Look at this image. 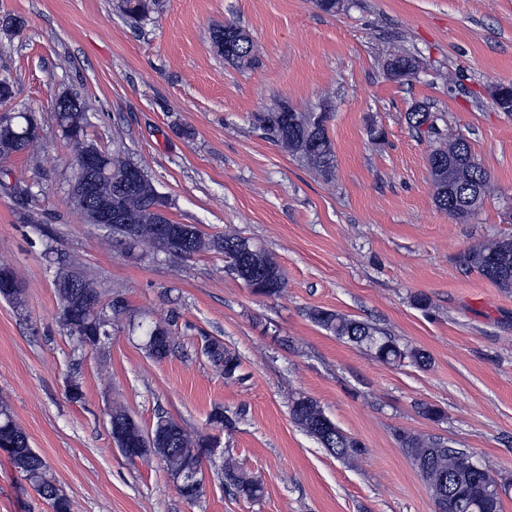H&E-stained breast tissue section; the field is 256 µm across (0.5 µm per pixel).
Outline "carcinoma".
<instances>
[{
	"label": "carcinoma",
	"instance_id": "obj_1",
	"mask_svg": "<svg viewBox=\"0 0 512 512\" xmlns=\"http://www.w3.org/2000/svg\"><path fill=\"white\" fill-rule=\"evenodd\" d=\"M211 41L224 60L235 64L252 61L253 45L246 32L233 23H227L211 33ZM395 69L386 70L395 81L409 80L419 70L418 59L410 54L394 57ZM327 112H297L288 103L282 102L273 109L259 113L255 122L266 137L278 143L288 153L318 170L325 178L333 176L336 159L331 140L326 131ZM54 118L63 134L72 142L76 156H81L87 145L88 118L85 103L76 100L64 112L54 111ZM410 127L416 131L427 128L436 133L434 115L424 105H417L407 113ZM11 140L21 146V151L33 150L37 141V123L30 112H16L10 130ZM103 166L98 174V191L104 195H117L125 213L124 227L115 231L120 242L129 252L139 247H151L179 258H190L202 251H214L224 255L227 271L242 281L259 277L255 293L273 297L285 286L279 266L267 255L255 249L248 239L229 235H207L197 230L192 249L180 241L179 232L164 236L157 230L156 216L152 207L158 203L171 208L169 199L158 195L151 177L140 184L137 191L124 195L119 190L121 166L130 163L118 152L99 150ZM430 173L437 206L452 220L463 223L482 204L489 188L487 173L472 152L469 143L456 138L444 149L433 152L429 159ZM464 263L482 276L505 290L512 288V238L480 245L468 250ZM79 288H58L60 302L59 323L72 335L71 318L80 320L83 337L74 339L82 350L96 351L110 337L112 315L103 303L102 292L97 283L84 277ZM310 317L321 328L339 339L374 351L375 357L385 363L408 360L423 367L428 364V354L418 348H402L375 325L340 313L315 309ZM177 316L172 314L163 323L150 329L145 350L147 354L162 360L172 354L174 336L172 327ZM204 351L210 361L218 367L227 380L238 377L239 357L224 347L220 340L207 341ZM290 414L293 421L323 447L332 449L340 459H349L362 454V444L344 434L324 413L318 403L305 396L294 399ZM111 422L125 425V438L132 448L139 446L145 431L128 412L115 407L110 414ZM154 444L139 458L155 457L164 465L170 476L190 469L202 468L208 458L206 448L209 438L191 435L173 419L160 416L152 427ZM400 447L411 460L426 484L437 507V512H503L502 495L509 486L498 482L490 469L479 465L476 469L464 467L465 451L454 448L448 442L401 432ZM0 449L9 455L15 471L26 480L36 494L47 502L53 512H71V502L63 490L47 475V464L32 448L29 436L15 422L8 406L0 402ZM224 484L236 494L249 500L262 497L263 482L227 461L224 463Z\"/></svg>",
	"mask_w": 512,
	"mask_h": 512
}]
</instances>
